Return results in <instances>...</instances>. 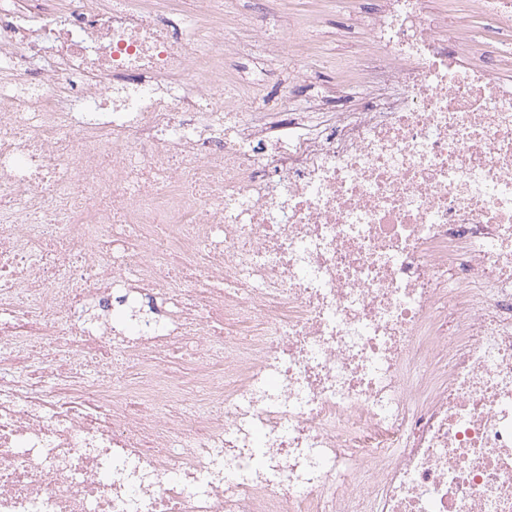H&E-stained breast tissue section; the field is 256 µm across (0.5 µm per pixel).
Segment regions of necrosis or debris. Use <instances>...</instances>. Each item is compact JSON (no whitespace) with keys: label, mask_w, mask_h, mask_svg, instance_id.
<instances>
[{"label":"necrosis or debris","mask_w":512,"mask_h":512,"mask_svg":"<svg viewBox=\"0 0 512 512\" xmlns=\"http://www.w3.org/2000/svg\"><path fill=\"white\" fill-rule=\"evenodd\" d=\"M177 4L0 0V512H512V0H375L289 113Z\"/></svg>","instance_id":"necrosis-or-debris-1"}]
</instances>
